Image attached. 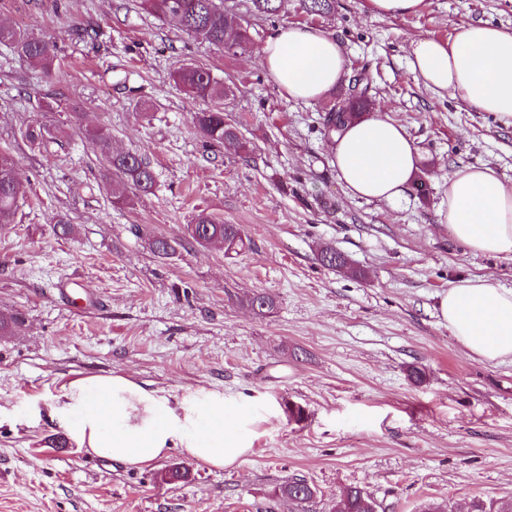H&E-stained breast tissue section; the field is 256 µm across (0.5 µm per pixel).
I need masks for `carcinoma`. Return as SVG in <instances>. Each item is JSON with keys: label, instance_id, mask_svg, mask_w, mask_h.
Masks as SVG:
<instances>
[{"label": "carcinoma", "instance_id": "carcinoma-1", "mask_svg": "<svg viewBox=\"0 0 512 512\" xmlns=\"http://www.w3.org/2000/svg\"><path fill=\"white\" fill-rule=\"evenodd\" d=\"M285 0H248V11L255 16H270L278 13ZM334 0H302L303 9L311 16H322L333 8ZM143 7L159 18H169L189 35H201L209 43L222 46L227 40L239 44L248 39L247 31L237 26L236 13L224 6V0H143ZM0 44L12 47L21 57L40 66L51 75L55 71L57 43L49 38L24 34L14 28L0 25ZM174 81L188 93L204 100L213 101L224 97V84L204 66L184 67L173 76ZM369 78L363 74L360 79L348 84L346 96L350 112L347 118L355 117L368 104ZM338 108L333 107L326 114L323 135L332 139L346 121L336 117ZM194 125L201 138L209 144L237 143L239 141L232 125L224 121V112L207 109L197 113ZM70 126L82 131L99 152L108 170L124 179L130 188L141 195L153 192L156 183L155 172L150 162L142 155L117 151L112 147V135L104 127L85 128L82 113H70ZM25 197V189L17 181L14 173V160L6 153H0V228L14 222L20 200ZM187 234L197 243L211 238L214 242L226 245L225 253H236L246 245L244 229L239 224H224L206 213L196 216L195 222L187 226ZM150 251L160 258H171L177 253L181 243L165 236H155L149 240ZM276 496L305 510L308 501L315 495L316 488L304 477H293L275 489ZM380 508L371 494L360 486H352L341 492L336 503V512H369L370 508ZM469 512H512V500H474Z\"/></svg>", "mask_w": 512, "mask_h": 512}]
</instances>
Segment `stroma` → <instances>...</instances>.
<instances>
[{
	"label": "stroma",
	"instance_id": "stroma-1",
	"mask_svg": "<svg viewBox=\"0 0 512 512\" xmlns=\"http://www.w3.org/2000/svg\"><path fill=\"white\" fill-rule=\"evenodd\" d=\"M235 11L249 40L229 55L141 0H0L1 24L58 47L48 77L0 44V149L26 188L0 229V312L22 318L0 335V512H295L273 491L296 474L319 490L307 512H334L351 485L384 512L512 498V362L470 355L437 312L463 278L512 288L511 259L468 251L439 221L461 166L512 182V127L434 95L409 66L418 39L450 40L480 20L512 29V0H423L418 14L385 20L365 0H336L323 16L299 0L271 18L247 0ZM283 25L325 30L348 72L371 75V111L403 125L421 155L403 196L346 192L322 134L346 88L287 101L258 56ZM191 64L223 79L214 105L248 151L198 134L193 118L211 104L171 78ZM70 104L108 128L114 148L150 161L154 193L134 194L77 134L39 148L23 138L37 119L66 125ZM201 212L242 225L246 247L228 255L185 241ZM62 218L74 227L66 239L53 232ZM157 235L184 245L158 258ZM327 246L346 268L320 263ZM257 293L271 313L247 306ZM415 366L423 381L411 379ZM96 375L174 401L203 387L246 404L252 451L224 469L178 449L140 469L87 453L51 409ZM175 465L189 477L164 481Z\"/></svg>",
	"mask_w": 512,
	"mask_h": 512
}]
</instances>
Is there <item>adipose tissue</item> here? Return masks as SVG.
Returning <instances> with one entry per match:
<instances>
[{
	"instance_id": "ef3b65f1",
	"label": "adipose tissue",
	"mask_w": 512,
	"mask_h": 512,
	"mask_svg": "<svg viewBox=\"0 0 512 512\" xmlns=\"http://www.w3.org/2000/svg\"><path fill=\"white\" fill-rule=\"evenodd\" d=\"M259 57L285 99L294 102L322 99L347 71L337 39L307 25L276 28ZM410 65L435 95L461 99L512 126V30L477 21L447 41L419 39L412 45ZM331 162L350 195L389 201L403 195L420 155L406 129L378 112L350 123L336 137ZM440 217L467 249L512 259V183L492 168H459L448 181V205ZM437 311L472 356L512 360V289L479 277L464 279L449 287ZM54 414L80 447L133 467L179 448L222 469L251 451L250 410L225 404L214 392L202 390L174 404L127 377L91 376L70 384Z\"/></svg>"
}]
</instances>
